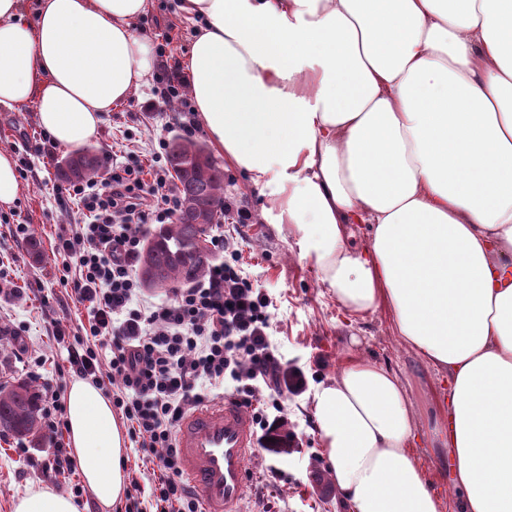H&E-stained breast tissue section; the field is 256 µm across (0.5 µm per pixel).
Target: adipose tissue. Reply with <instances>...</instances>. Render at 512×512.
I'll return each mask as SVG.
<instances>
[{"mask_svg":"<svg viewBox=\"0 0 512 512\" xmlns=\"http://www.w3.org/2000/svg\"><path fill=\"white\" fill-rule=\"evenodd\" d=\"M151 0H0V112L59 145L149 87ZM198 121L313 258L349 316L387 313L448 379L421 433L401 371L354 353L311 409L349 512H512V0H182ZM368 243L350 246L352 227ZM67 419L103 512L126 489L112 403L74 380ZM450 461L432 487L415 448ZM14 512H78L34 486Z\"/></svg>","mask_w":512,"mask_h":512,"instance_id":"adipose-tissue-1","label":"adipose tissue"}]
</instances>
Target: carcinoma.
<instances>
[{"label":"carcinoma","mask_w":512,"mask_h":512,"mask_svg":"<svg viewBox=\"0 0 512 512\" xmlns=\"http://www.w3.org/2000/svg\"><path fill=\"white\" fill-rule=\"evenodd\" d=\"M169 166L174 172L182 197V208L172 224H163L146 239L140 261V275L148 287L167 288L192 283L208 271L209 261L195 255L209 250V234L200 226L199 215L190 207L200 203L211 211L216 224L224 200V173L206 147L194 140L172 136L167 148ZM199 159L198 169L182 168V159ZM104 160L92 146H84L66 155V163L57 165V175L66 181H84L100 177ZM39 393L29 384L0 383V433L17 437L39 436Z\"/></svg>","instance_id":"obj_1"}]
</instances>
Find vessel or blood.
I'll return each mask as SVG.
<instances>
[{
  "label": "vessel or blood",
  "instance_id": "b4317fda",
  "mask_svg": "<svg viewBox=\"0 0 512 512\" xmlns=\"http://www.w3.org/2000/svg\"><path fill=\"white\" fill-rule=\"evenodd\" d=\"M182 470L203 512H238L247 483V461L256 453L244 407L223 397L201 405L176 429Z\"/></svg>",
  "mask_w": 512,
  "mask_h": 512
}]
</instances>
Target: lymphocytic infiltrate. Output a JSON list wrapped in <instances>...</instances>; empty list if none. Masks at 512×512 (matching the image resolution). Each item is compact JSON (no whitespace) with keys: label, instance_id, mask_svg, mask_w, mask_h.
I'll list each match as a JSON object with an SVG mask.
<instances>
[{"label":"lymphocytic infiltrate","instance_id":"f902f5d3","mask_svg":"<svg viewBox=\"0 0 512 512\" xmlns=\"http://www.w3.org/2000/svg\"><path fill=\"white\" fill-rule=\"evenodd\" d=\"M150 151L152 182L142 169L112 164L107 178L58 187L78 200L80 222L58 236L54 257L78 271L71 294L88 311L86 336L68 347V375L112 387V407L154 466V512H200L183 479L175 446L178 422L200 403L235 398L252 412L263 438L288 440L285 393L305 389L302 371H288L271 339L272 300L237 261L210 265L198 282L154 302L136 274L141 224L173 223L179 190L163 165L165 137ZM267 398H260L262 389Z\"/></svg>","mask_w":512,"mask_h":512}]
</instances>
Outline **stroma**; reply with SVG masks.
<instances>
[{
    "instance_id": "stroma-1",
    "label": "stroma",
    "mask_w": 512,
    "mask_h": 512,
    "mask_svg": "<svg viewBox=\"0 0 512 512\" xmlns=\"http://www.w3.org/2000/svg\"><path fill=\"white\" fill-rule=\"evenodd\" d=\"M180 0H152L148 12L136 22L138 32L153 50H164L177 61L191 47L193 26L179 9ZM174 27L177 38L165 43L162 34ZM165 86L164 70H156L149 89L133 93L119 110L105 114L93 141L102 154L112 151V135L127 130L134 136L133 149L146 152L158 135L173 136L179 122L195 121L192 112L160 108ZM45 139L33 110L0 112V149L14 155L22 191L15 205L0 211V286L13 295L0 298V324L17 327L25 351L15 356L0 347V382L25 381L35 388L50 385L67 395L70 384L58 379L57 368L67 357L64 345L53 337L52 317L46 304H62L64 324L76 331L87 324L85 306L68 296L63 275L53 252L63 226L79 221L74 206L60 202L53 186L58 183L55 158L66 155L58 146L45 157ZM224 194L247 212L248 223L234 225L222 219L216 234H233L242 267L255 287L273 299L271 340L289 368L302 369L309 389L289 396L288 418L297 433L291 447L260 445L247 463L249 472L241 512H344L329 481V464L310 409L311 391L329 382L347 356L350 337H359L358 353L379 365L401 369L419 425L428 431L437 417L440 373L425 366L395 337L389 318L370 314L348 322L335 296L322 283L311 259L301 258L293 240L279 234L261 212L263 198L251 188L244 173L224 166ZM25 226L18 238L17 226ZM70 448L68 436L58 442L40 443L14 436L0 437V512H13L16 498L36 485L47 484L39 462L55 447Z\"/></svg>"
}]
</instances>
